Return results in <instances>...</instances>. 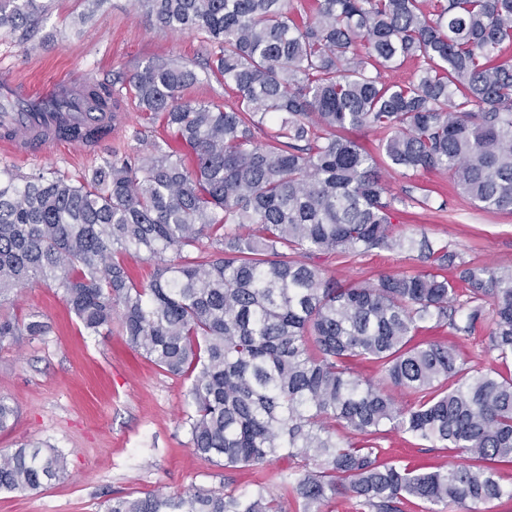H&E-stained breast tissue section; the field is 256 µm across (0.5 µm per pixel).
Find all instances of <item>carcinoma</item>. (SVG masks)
Instances as JSON below:
<instances>
[{
  "instance_id": "obj_1",
  "label": "carcinoma",
  "mask_w": 512,
  "mask_h": 512,
  "mask_svg": "<svg viewBox=\"0 0 512 512\" xmlns=\"http://www.w3.org/2000/svg\"><path fill=\"white\" fill-rule=\"evenodd\" d=\"M162 31L201 32L209 74L232 105L187 99L197 73L151 62L128 78L162 142L108 159L86 182L0 170V306L38 280L61 291L84 330L112 334L190 381L182 424L192 451L226 468L286 455L296 512L443 504L485 512L512 500V269L470 265L448 246L393 233L381 167L446 171L489 211H512V0H139ZM41 0H0V30L34 24ZM407 62L413 80H383ZM80 96L110 112L105 83ZM373 130V151L346 135ZM418 250L413 274L337 287L319 254ZM152 261L146 284L120 255ZM492 307L495 366L467 371L449 328L470 340ZM46 325L0 313V344ZM372 363L379 377L354 370ZM414 397L409 406L396 395ZM361 436L342 446L336 427ZM399 431L457 448L469 462L400 466L374 440ZM314 470H309V466ZM66 472L65 454L0 455V492L26 494ZM105 512H283L266 487L108 500Z\"/></svg>"
}]
</instances>
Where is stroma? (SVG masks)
Instances as JSON below:
<instances>
[{"label": "stroma", "instance_id": "obj_1", "mask_svg": "<svg viewBox=\"0 0 512 512\" xmlns=\"http://www.w3.org/2000/svg\"><path fill=\"white\" fill-rule=\"evenodd\" d=\"M85 9L84 0H49L36 29L1 30L0 77L28 81L38 90L83 73L99 81L124 79L149 62L174 58L198 74L187 98L227 105L223 84L202 67V35L159 31L138 0H103L82 24L78 18ZM123 102L129 121L111 140L86 152L65 148L42 158L0 154V167L21 175L52 172L78 183L105 159L137 152L142 142L163 138L180 149L173 133L146 119L132 96ZM383 176L389 192L400 198L413 186L431 191L428 205L397 204L395 233L428 237L471 265L512 268V214L471 205L444 172L387 169ZM316 263L342 287L422 267L416 253L385 250L365 256L328 253ZM5 310L22 321L44 322L47 330L0 345V397L18 412L14 423L0 430V453L23 445L55 448L65 454L67 471L24 495L0 492V512H103L112 497L196 489L244 495L259 482L280 499L284 512H294L286 478L296 462L280 457L260 469H224L196 456L182 425L188 380L132 351L120 329L108 336L88 334L62 294L39 282ZM380 445L385 460L394 463L449 468L467 460L457 449L434 448L403 434H390Z\"/></svg>", "mask_w": 512, "mask_h": 512}]
</instances>
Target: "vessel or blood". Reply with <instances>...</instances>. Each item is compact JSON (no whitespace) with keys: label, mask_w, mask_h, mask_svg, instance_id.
Segmentation results:
<instances>
[{"label":"vessel or blood","mask_w":512,"mask_h":512,"mask_svg":"<svg viewBox=\"0 0 512 512\" xmlns=\"http://www.w3.org/2000/svg\"><path fill=\"white\" fill-rule=\"evenodd\" d=\"M92 76L78 80L58 82L40 95L41 101L60 102L75 98L80 88L90 85ZM95 123L108 133H117L120 115L109 112H32L21 110L0 114V150L17 157L51 155L59 147L70 145L66 129Z\"/></svg>","instance_id":"obj_1"}]
</instances>
